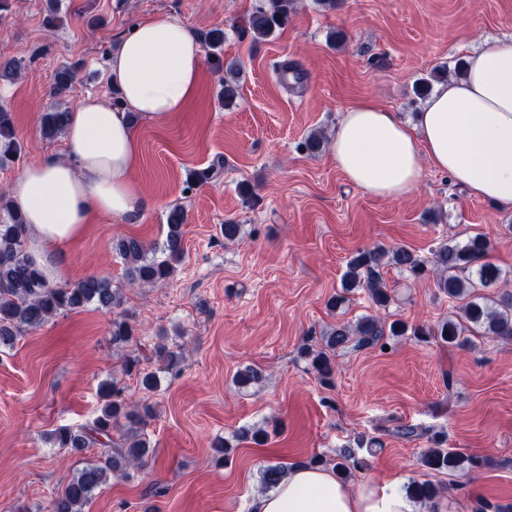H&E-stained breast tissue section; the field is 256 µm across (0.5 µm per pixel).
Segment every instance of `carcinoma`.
<instances>
[{
	"label": "carcinoma",
	"instance_id": "carcinoma-1",
	"mask_svg": "<svg viewBox=\"0 0 512 512\" xmlns=\"http://www.w3.org/2000/svg\"><path fill=\"white\" fill-rule=\"evenodd\" d=\"M292 0H263L248 19V30L253 39H267L288 21ZM224 32L214 30L204 43L210 50L214 64H220V51ZM25 69V59L14 58L0 63V79L14 80ZM241 69L232 65L226 71L222 85L224 103L235 102L240 90ZM75 79V69L70 65L59 67L54 74L53 94L61 96L68 92ZM68 108L59 105L42 114L40 133L43 138L54 140L65 132ZM13 115L0 106V166L14 162L20 157ZM0 210L6 217L0 220V347H12L22 336L42 327L50 319L80 310L90 304L108 311L123 305V289L112 281L90 275L74 285H59L47 280L42 270L28 254L26 226L22 215L15 210L5 194L0 193ZM166 223L168 233L163 243L164 258L148 254L145 245L133 237L112 240V249L126 267L127 285H156L169 280L181 261L183 248L182 226L184 211L179 207L169 210ZM489 241L482 234L471 237L461 244L453 240L439 242L424 258L404 247H377L363 250L347 261L342 277V288L349 292L354 288L364 289L377 308L389 305L391 297L382 287L380 268L390 265L413 276L424 274L428 268L439 273L436 279L438 291L451 299L464 301L458 313L434 327L408 326L402 321L387 325L379 318L364 316L357 323L339 325L327 334L326 346L334 350L350 341L357 345H374L385 336L412 334L422 342L439 340L450 347H461L469 342L465 333L474 329L481 335L492 338L512 339V293H505L494 301L477 293L498 287L502 279L501 269L486 260ZM135 329L123 316L112 320V346L125 347L135 339ZM158 356L170 371L180 370L183 350L178 345L158 347ZM312 367L322 377L332 374V365L327 353L314 355ZM124 372L140 379L142 387L152 390L156 378L152 373L140 369L137 356L124 362ZM101 405L93 424L82 430L62 428L53 432L50 440L58 448L82 451L92 445L101 449V459L86 463L71 479L62 484L53 494L48 512H85L95 493L106 486L113 475L126 479L132 471L146 469L154 459L155 449L145 437L144 429L152 417L150 406L133 402L124 395V388L116 381H105L99 387ZM422 463L431 471H455L467 467L481 466L476 457H463L446 448H430L424 452ZM367 459L344 455V461L335 463V472L340 477L350 474V468L363 469ZM286 474L284 466L270 464L262 472V482L270 489L278 485ZM407 493L420 502H431L441 489L429 481H414Z\"/></svg>",
	"mask_w": 512,
	"mask_h": 512
}]
</instances>
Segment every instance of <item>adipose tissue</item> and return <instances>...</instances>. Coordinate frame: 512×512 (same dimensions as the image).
I'll list each match as a JSON object with an SVG mask.
<instances>
[{
    "instance_id": "1",
    "label": "adipose tissue",
    "mask_w": 512,
    "mask_h": 512,
    "mask_svg": "<svg viewBox=\"0 0 512 512\" xmlns=\"http://www.w3.org/2000/svg\"><path fill=\"white\" fill-rule=\"evenodd\" d=\"M203 49L180 21L137 24L108 58L119 107L88 97L68 114L63 157L26 165L8 196L25 221L30 255L49 281L62 278L68 245L103 216L132 217L142 207L133 181L140 145L133 117L164 121L195 97ZM337 168L382 199L418 187L424 165L469 193L512 210V38L467 60V73L440 85L415 124L369 100L347 108L332 141ZM252 512H414L398 484L351 490L325 468L293 466Z\"/></svg>"
}]
</instances>
